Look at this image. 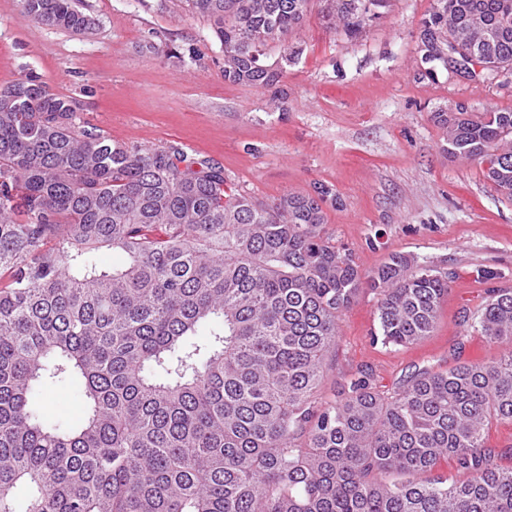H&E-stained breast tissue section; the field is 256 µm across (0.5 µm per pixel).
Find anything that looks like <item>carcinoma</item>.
I'll return each mask as SVG.
<instances>
[{"label":"carcinoma","mask_w":512,"mask_h":512,"mask_svg":"<svg viewBox=\"0 0 512 512\" xmlns=\"http://www.w3.org/2000/svg\"><path fill=\"white\" fill-rule=\"evenodd\" d=\"M224 53V82L282 94L312 0H187ZM357 38L392 0H325ZM74 33L76 0H24ZM512 70V0H433L420 62L448 41ZM280 59L267 63L271 48ZM31 78L0 87V512H512V468L485 437L512 423V289L477 331L492 362L412 371L391 396L371 374L320 397L338 320L363 287L382 341L437 323L449 275L392 253L363 273L325 236L327 185L260 202L183 148L126 145ZM449 154L486 160L512 201V111L437 112ZM122 257L103 267L94 254ZM76 381L84 417L50 421L36 395ZM454 461L453 483L435 473Z\"/></svg>","instance_id":"obj_1"}]
</instances>
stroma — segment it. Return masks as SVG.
<instances>
[{"mask_svg": "<svg viewBox=\"0 0 512 512\" xmlns=\"http://www.w3.org/2000/svg\"><path fill=\"white\" fill-rule=\"evenodd\" d=\"M433 0H394L348 40L315 0L299 32L303 54L272 92L224 81V54L209 22L185 0H79L95 25L85 34L38 25L23 0H0V86L33 75L81 100V120L129 145L175 143L219 162L229 186L263 202L330 186L325 230L369 272L403 253L448 272L450 287L431 336L407 346L377 340L378 296L363 289L338 321L339 339L321 385L365 371L393 392L415 368L436 371L497 359L502 348L463 317L493 288H512V201L487 165L448 155L434 113L512 111V73L472 80L417 53ZM494 270L496 279L484 276ZM73 383L43 388L52 420L83 412Z\"/></svg>", "mask_w": 512, "mask_h": 512, "instance_id": "1", "label": "stroma"}]
</instances>
